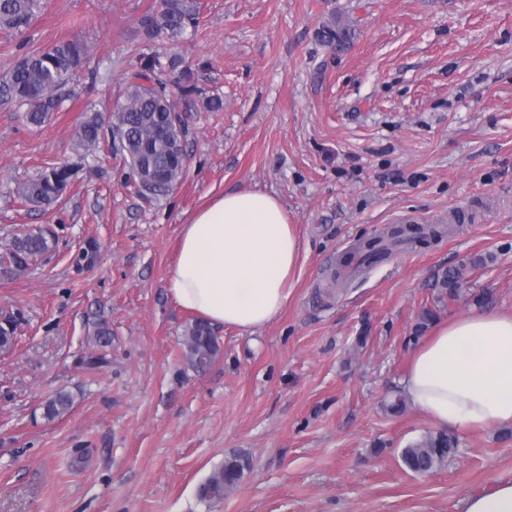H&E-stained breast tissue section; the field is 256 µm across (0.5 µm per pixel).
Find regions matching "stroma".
Segmentation results:
<instances>
[{"label": "stroma", "instance_id": "stroma-1", "mask_svg": "<svg viewBox=\"0 0 512 512\" xmlns=\"http://www.w3.org/2000/svg\"><path fill=\"white\" fill-rule=\"evenodd\" d=\"M155 2L41 0L24 35L0 30V77L33 49H91L44 123L0 105V255L33 228L57 241L0 277V318L16 324L0 353V512H462L512 479L496 428L459 433L455 457L413 474L401 450L432 425L385 408L421 312L440 324L472 308L437 302L438 270L466 265L488 309L512 313V0H200L197 28L164 42L137 25ZM326 24L349 29L343 50L321 42ZM144 55L178 56L224 101L184 113L186 175L153 201L122 158L74 139ZM50 164L74 169L62 199L21 202L18 183ZM237 188L281 201L299 270L280 317L252 335L216 327L219 353L198 372L182 344L193 315L166 279L182 225ZM407 220L445 232L332 285L354 244ZM99 321L110 364L90 371ZM60 390L74 406L47 420ZM234 453L243 478L201 498Z\"/></svg>", "mask_w": 512, "mask_h": 512}]
</instances>
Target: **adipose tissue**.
Returning a JSON list of instances; mask_svg holds the SVG:
<instances>
[{
    "mask_svg": "<svg viewBox=\"0 0 512 512\" xmlns=\"http://www.w3.org/2000/svg\"><path fill=\"white\" fill-rule=\"evenodd\" d=\"M300 240L273 195L239 189L184 224L169 296L214 325L253 334L287 304ZM405 398L443 431L512 426V313L476 310L439 325L410 356Z\"/></svg>",
    "mask_w": 512,
    "mask_h": 512,
    "instance_id": "ef3b65f1",
    "label": "adipose tissue"
}]
</instances>
